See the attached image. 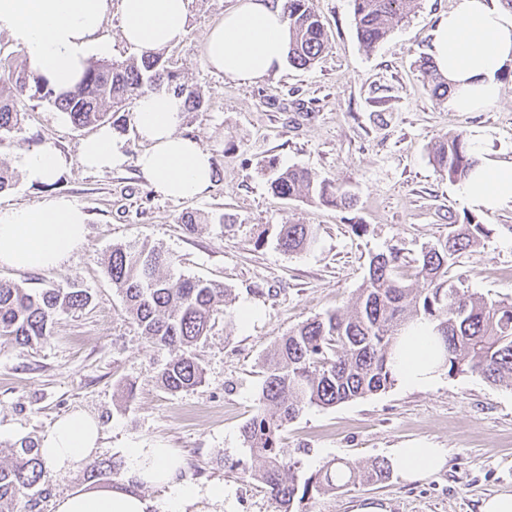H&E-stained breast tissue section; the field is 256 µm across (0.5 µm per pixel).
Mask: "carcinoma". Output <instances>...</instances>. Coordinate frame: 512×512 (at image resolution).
Listing matches in <instances>:
<instances>
[{"label": "carcinoma", "mask_w": 512, "mask_h": 512, "mask_svg": "<svg viewBox=\"0 0 512 512\" xmlns=\"http://www.w3.org/2000/svg\"><path fill=\"white\" fill-rule=\"evenodd\" d=\"M414 0H352L359 42L371 48L383 41L411 10ZM289 28L287 61L306 68L320 58L328 38L311 0H284ZM431 97L448 99V81L434 63L421 64ZM163 89L180 97L187 109L204 106L200 92L181 81L164 53L142 50L123 61H93L69 90L57 91L49 82L11 56L0 57V143L22 129L27 103L46 101L67 114L78 127L100 126L126 111L139 96ZM436 172L463 182L478 159L467 136L445 135L431 148ZM270 189L284 198H303L320 206L351 209L355 195L328 178L304 168L277 169L267 162ZM182 223L190 230L200 224H222L224 215L187 212ZM488 225L465 216L443 240L421 250L416 258L404 248L390 246L376 254L368 276L350 310L330 311L306 320L282 336L267 356L256 413L242 426V444L262 466L250 472L282 508L293 512L314 493L334 492L359 481H383L391 470L385 460L367 467L331 461L300 480L302 462L281 442V433L307 406L331 407L384 391L398 381L395 370L400 338L417 323L433 327L444 352L438 368L448 376L471 373L492 384L512 386V299L488 301L448 280V263L489 236ZM312 224H280L278 248L299 254L317 242ZM173 258L163 250L141 245L112 249L106 272L121 295L126 314L142 335L168 351L171 358L157 373L171 393L188 391L203 382L204 372L192 354L205 340L214 315L226 307L227 289L199 277L162 274ZM415 265L423 287L407 283L400 270ZM90 293L75 285L32 289L0 281V336L31 347L45 340L55 317L86 308ZM10 461L0 464V512H14L21 498L41 493L44 461L38 444L23 440L10 447Z\"/></svg>", "instance_id": "cac0c4a2"}]
</instances>
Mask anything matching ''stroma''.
Wrapping results in <instances>:
<instances>
[{
	"label": "stroma",
	"instance_id": "1",
	"mask_svg": "<svg viewBox=\"0 0 512 512\" xmlns=\"http://www.w3.org/2000/svg\"><path fill=\"white\" fill-rule=\"evenodd\" d=\"M238 3L193 0L185 37L166 49L181 78L207 101L184 113L179 126L214 161L213 184L201 197H162L131 163L82 168L75 158L90 128L74 127L44 101L31 102L22 131L0 147V160L17 172L15 186L0 193L1 208L65 195L89 216L86 241L66 263L44 271L0 268V279L31 288L70 283L91 294L85 309L60 313L36 346L0 336V446L41 440L59 418L83 411L103 426L101 458L121 464L129 448H173L187 457L195 482L233 490L234 512H281L243 474L258 462L240 434L256 408L264 360L281 336L315 315L347 310L373 254L399 244L418 256L470 213L491 233L461 253L448 276L488 300L512 297V203L471 212L458 183L439 176L430 160L437 139L477 127L492 137L491 157L512 160V67L499 76L494 106L454 111L431 97L419 62L456 0H417L369 50L358 40L351 0H313L328 50L311 67L286 65L277 76L241 84L214 72L202 52L208 31ZM44 146L72 163L52 182H28L19 159ZM271 159L333 179L356 195V207L274 196L260 173ZM188 211L226 220L189 232L181 222ZM284 222L316 225V245L298 255L281 252L275 236ZM358 224L367 225L366 234L355 233ZM134 243L170 253L172 276L211 279L229 290L228 314L216 315L195 349L204 380L192 390L173 394L160 386L156 374L169 353L142 336L105 272L113 247ZM245 304L260 311L246 327L237 317ZM283 445L302 449V478L332 460L389 461L396 448L447 455L445 467L422 480L407 482L394 471L381 483L313 495L298 512H480L483 498L512 492V387L476 374L443 375L428 390L398 383L333 407H305ZM88 480L85 469L48 472L41 496L21 499L16 512H52L57 495Z\"/></svg>",
	"mask_w": 512,
	"mask_h": 512
}]
</instances>
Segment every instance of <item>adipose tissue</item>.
<instances>
[{
    "instance_id": "obj_1",
    "label": "adipose tissue",
    "mask_w": 512,
    "mask_h": 512,
    "mask_svg": "<svg viewBox=\"0 0 512 512\" xmlns=\"http://www.w3.org/2000/svg\"><path fill=\"white\" fill-rule=\"evenodd\" d=\"M192 0H0V32L9 34L32 70L59 91L79 79L89 55L106 47L104 22L119 8L123 36L140 49L180 42L186 34ZM288 28L279 0H241L238 8L209 32L205 57L225 77L252 84L275 76L286 59ZM430 53L452 92L451 108L477 112L495 104L498 77L512 66V10L490 0H457L436 27ZM183 103L171 93L150 92L135 103L133 119L146 149L135 161L155 193L189 199L202 195L213 182L211 154L177 128ZM479 164L460 185L464 203L493 210L512 202V160L494 159L486 135L470 136ZM127 159L125 142L109 127L85 138L77 161L89 169H111ZM68 161L44 147L24 153L20 165L32 183L54 180ZM87 216L65 196L35 206L0 208V267L19 271L50 270L62 265L85 242ZM434 338L426 325L407 337L397 363L404 386L428 389L439 374L430 359ZM97 420L82 412L58 419L42 438L39 454L56 472L82 470L100 448ZM399 474L418 479L440 469L439 448H397ZM209 512H230L232 498L223 484L202 486L185 476V461L170 448H130L123 475L107 483H83L58 496L53 512H196L199 501Z\"/></svg>"
}]
</instances>
